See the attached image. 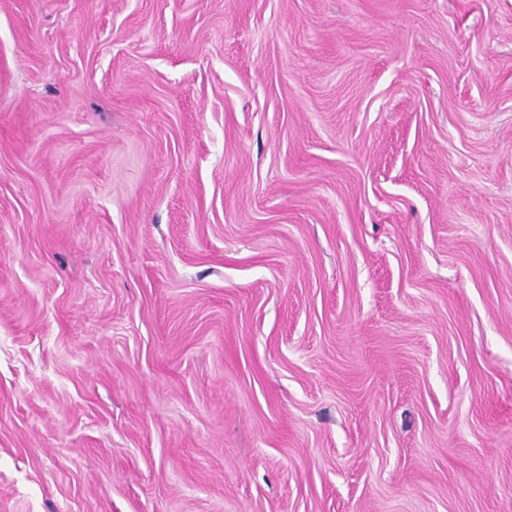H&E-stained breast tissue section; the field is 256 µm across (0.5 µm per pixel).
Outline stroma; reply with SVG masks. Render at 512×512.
<instances>
[{"label": "stroma", "mask_w": 512, "mask_h": 512, "mask_svg": "<svg viewBox=\"0 0 512 512\" xmlns=\"http://www.w3.org/2000/svg\"><path fill=\"white\" fill-rule=\"evenodd\" d=\"M0 512H512V0H0Z\"/></svg>", "instance_id": "obj_1"}]
</instances>
